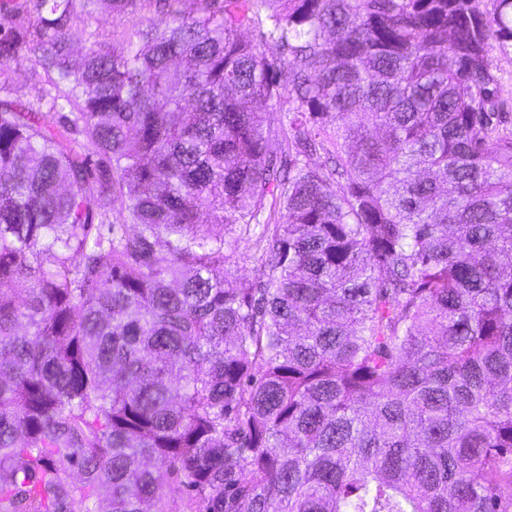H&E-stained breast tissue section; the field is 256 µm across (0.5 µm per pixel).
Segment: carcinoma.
<instances>
[{"mask_svg": "<svg viewBox=\"0 0 512 512\" xmlns=\"http://www.w3.org/2000/svg\"><path fill=\"white\" fill-rule=\"evenodd\" d=\"M145 2L0 0V512H512V0ZM163 19L165 16L156 13L147 3L134 16L112 19L110 15H101L88 20V23L91 25L90 30L96 31L97 39L102 46L109 47L115 54H120L125 46L123 35L126 30L136 24L146 25L149 21L159 22ZM494 64L497 66L502 84V99L505 102V111L512 117V56H502L497 51L493 54ZM39 73L35 74L27 63L17 68L12 74L8 96L23 103L34 101L46 86V77L42 72L39 71ZM228 236H233L236 239L235 256L237 267L235 268L238 270L237 274L252 282L262 280L259 278L260 276L262 277V275L258 271L257 264L253 259V254L256 250L254 238H251L247 234H240L239 231L233 232Z\"/></svg>", "mask_w": 512, "mask_h": 512, "instance_id": "1", "label": "carcinoma"}]
</instances>
